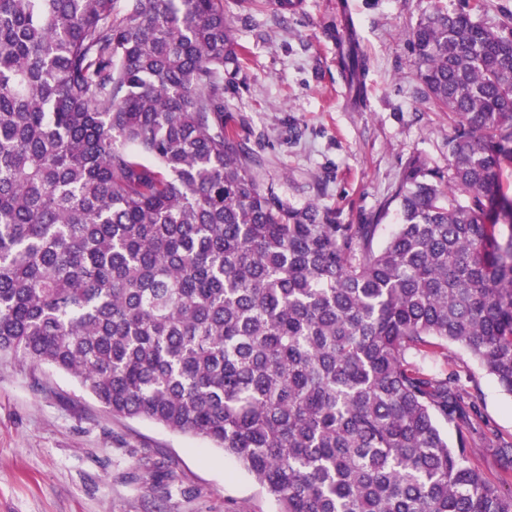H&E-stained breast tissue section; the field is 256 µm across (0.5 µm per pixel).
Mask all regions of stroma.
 I'll list each match as a JSON object with an SVG mask.
<instances>
[{"label": "stroma", "mask_w": 512, "mask_h": 512, "mask_svg": "<svg viewBox=\"0 0 512 512\" xmlns=\"http://www.w3.org/2000/svg\"><path fill=\"white\" fill-rule=\"evenodd\" d=\"M288 20L274 8L224 0L247 50L224 120L259 159L261 187L288 207L311 205L337 223L382 215L377 243L398 222L385 209L402 169L420 159L447 172L445 113L424 99L406 37L428 0H350L368 61L366 96L353 105L325 35L338 0H303ZM426 368L474 377L481 414L470 460L490 482L503 473L499 443L512 442V395L467 351L450 344ZM0 512H278L231 457L207 442L140 419L112 416L71 376L0 360Z\"/></svg>", "instance_id": "1"}]
</instances>
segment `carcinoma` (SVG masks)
Returning <instances> with one entry per match:
<instances>
[{
  "label": "carcinoma",
  "instance_id": "cac0c4a2",
  "mask_svg": "<svg viewBox=\"0 0 512 512\" xmlns=\"http://www.w3.org/2000/svg\"><path fill=\"white\" fill-rule=\"evenodd\" d=\"M480 8L429 0L408 34L455 132L376 249L381 217L257 183L224 0H0V360L223 450L280 512H512V444L494 485L460 372L417 362L460 344L512 395V14ZM325 33L363 103L358 36ZM484 4L476 17L485 25L496 29L502 20L503 12L512 11V0H481ZM498 444V441L485 439L481 432L473 434L471 440L470 460L492 483L503 475L504 461Z\"/></svg>",
  "mask_w": 512,
  "mask_h": 512
}]
</instances>
